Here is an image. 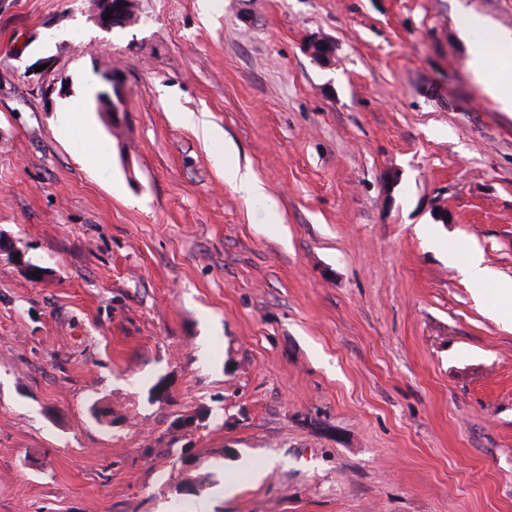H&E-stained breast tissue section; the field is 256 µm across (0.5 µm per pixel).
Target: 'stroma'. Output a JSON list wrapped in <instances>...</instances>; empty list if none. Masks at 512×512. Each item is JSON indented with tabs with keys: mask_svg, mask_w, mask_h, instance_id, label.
I'll use <instances>...</instances> for the list:
<instances>
[{
	"mask_svg": "<svg viewBox=\"0 0 512 512\" xmlns=\"http://www.w3.org/2000/svg\"><path fill=\"white\" fill-rule=\"evenodd\" d=\"M136 5L0 0V512H512V323L459 261L512 281V112L458 32L512 0ZM132 3H136V1L117 0V2H112V0H98L94 5L95 19L102 28L107 30L125 25L130 15L139 21L140 17L137 9L132 6ZM107 9L112 10L110 20H105V16L108 15ZM105 79L112 86V97L107 94V98L104 99V103L96 100L95 106L99 112H111L113 118V124L118 123L119 125L125 120L124 110V81L121 75L117 72H107ZM224 181L246 201H254L265 197L263 183L249 172H242L234 163H226L224 159ZM465 276L475 284L495 283L493 272L483 264V259L478 252L469 251L462 259Z\"/></svg>",
	"mask_w": 512,
	"mask_h": 512,
	"instance_id": "35a3bbf8",
	"label": "stroma"
}]
</instances>
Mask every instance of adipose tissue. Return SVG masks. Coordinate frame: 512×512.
Instances as JSON below:
<instances>
[{
  "label": "adipose tissue",
  "instance_id": "ef3b65f1",
  "mask_svg": "<svg viewBox=\"0 0 512 512\" xmlns=\"http://www.w3.org/2000/svg\"><path fill=\"white\" fill-rule=\"evenodd\" d=\"M487 31L488 45L474 47L471 51L469 66L475 80L482 84L489 95L496 101L500 109L512 112V96L500 91L502 83L512 79V33L504 31L488 30L487 23L478 16H466L459 27V35L462 39H470L474 33ZM496 52L499 59L497 74H490L487 63L488 52Z\"/></svg>",
  "mask_w": 512,
  "mask_h": 512
}]
</instances>
